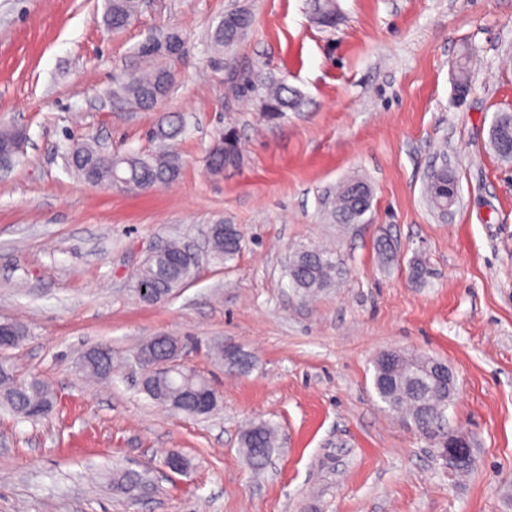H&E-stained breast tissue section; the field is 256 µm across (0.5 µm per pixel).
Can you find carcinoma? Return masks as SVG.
<instances>
[{
    "label": "carcinoma",
    "mask_w": 512,
    "mask_h": 512,
    "mask_svg": "<svg viewBox=\"0 0 512 512\" xmlns=\"http://www.w3.org/2000/svg\"><path fill=\"white\" fill-rule=\"evenodd\" d=\"M107 5L103 21L114 30L127 27L139 8V0H106ZM335 0H316L314 20L322 27L336 25ZM253 16L245 8L232 10L210 32V44L218 49L232 47L252 25ZM181 41L176 32L168 33L167 39L153 38L140 48V54L147 58H177L174 43ZM472 51L468 48L461 52L456 79L459 83H470L468 63ZM173 84V73L166 66H156L131 77L127 82L112 91L114 96L122 97L143 109H151L159 100L165 98ZM258 92L261 110L268 118H280L284 112L300 104V95L285 85H268L262 88L252 86ZM185 132L184 118L177 113H169L161 119L152 132L154 140L159 142L158 150L149 154L103 155L91 143L78 145L77 151H69L67 165L78 177L94 178L102 181L112 179L140 191L175 182L182 170L180 157L167 150L168 142L176 140ZM489 141L495 153L504 161L512 160V113H497L489 130ZM239 160L237 140L233 132L228 131L221 143L213 149L207 159L213 172H221L228 166H234ZM448 184V170L441 169L428 179L427 197L433 209L439 211L448 206V197L443 195ZM370 199L367 196L352 193L346 185L339 191L333 209L336 221L340 224H360L369 210ZM243 233L235 224H216L210 231V251L214 258L229 261L240 252ZM198 259L185 251L180 243H170L166 251L157 254L143 264L136 282L149 289V293L159 299L171 297L183 284L194 278ZM340 269L334 253L316 248H302L293 255L288 275L294 287L311 294L328 286ZM80 369L89 376H106L112 371V352L105 346L98 347L84 356ZM386 369L374 366V388L378 398L391 412L402 413L412 426L426 435L445 436L438 431L444 411L448 406V387L428 378L424 372L420 378L428 381L427 400L430 413L425 415L417 408L418 401L407 386L387 391L383 387ZM205 390L212 394L216 390L204 377L188 379L180 373L169 375L159 391H149L147 395L168 407L173 400L184 403L182 412L194 417L191 412L190 395ZM0 403L23 418H41L48 414L53 405L49 386L33 375H22L10 358H0ZM276 446L274 428L266 422L251 424L241 436V448L247 459L257 468L263 467L271 457Z\"/></svg>",
    "instance_id": "cac0c4a2"
}]
</instances>
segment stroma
I'll list each match as a JSON object with an SVG mask.
<instances>
[{
  "mask_svg": "<svg viewBox=\"0 0 512 512\" xmlns=\"http://www.w3.org/2000/svg\"><path fill=\"white\" fill-rule=\"evenodd\" d=\"M313 2L148 0L115 32L104 0H0V130L25 135L0 167V318L25 325L8 355L56 400L35 421L0 409V512H512V163L489 146L493 115L512 110V0H336L332 28L314 23ZM240 6L253 25L214 50L209 31ZM171 30L183 51L168 97L143 111L113 96L142 66L139 46ZM466 46L476 64L460 102ZM268 79L296 90L299 109L268 120L246 89ZM167 112L187 123L171 145L178 182L133 194L65 168L81 140L155 151ZM228 129L240 161L211 172ZM442 165L458 192L444 216L426 193ZM352 179L371 206L344 226L331 202ZM220 222L245 234L235 259L203 254L169 300L138 298L151 252L171 239L204 250ZM311 245L342 275L308 296L288 263ZM162 333L219 391L208 417L141 392L136 347ZM95 346L112 350L109 379L78 370ZM389 350L453 371L445 428L471 444L466 476L379 401L374 360ZM253 421L278 436L260 470L240 446ZM170 452L186 473L165 466ZM126 471L146 485L118 484Z\"/></svg>",
  "mask_w": 512,
  "mask_h": 512,
  "instance_id": "1",
  "label": "stroma"
}]
</instances>
